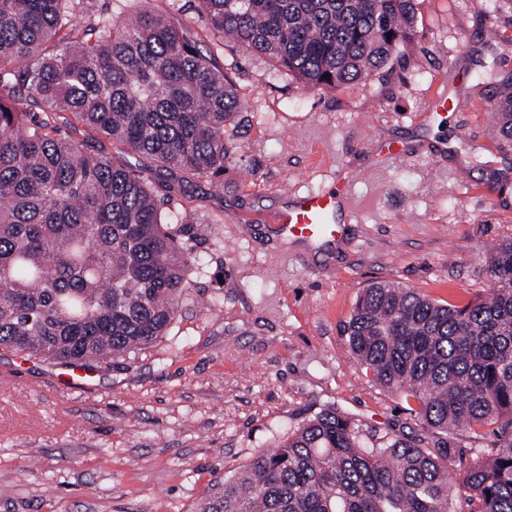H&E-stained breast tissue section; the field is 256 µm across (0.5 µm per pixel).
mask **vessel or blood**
I'll use <instances>...</instances> for the list:
<instances>
[{
  "label": "vessel or blood",
  "mask_w": 512,
  "mask_h": 512,
  "mask_svg": "<svg viewBox=\"0 0 512 512\" xmlns=\"http://www.w3.org/2000/svg\"><path fill=\"white\" fill-rule=\"evenodd\" d=\"M353 173L342 164L333 192H315L289 197L285 206L272 216L279 234L308 243L332 246L340 242L344 229L335 224L338 210L349 207Z\"/></svg>",
  "instance_id": "b4317fda"
}]
</instances>
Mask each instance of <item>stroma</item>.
Masks as SVG:
<instances>
[{"label": "stroma", "mask_w": 512, "mask_h": 512, "mask_svg": "<svg viewBox=\"0 0 512 512\" xmlns=\"http://www.w3.org/2000/svg\"><path fill=\"white\" fill-rule=\"evenodd\" d=\"M123 16L176 14L244 107L224 131L220 186H186L206 223L168 339L63 386L66 365L0 350V512H195L226 471L323 407L363 429L423 439L399 395L353 361L341 334L368 284L464 300L512 235V146L490 148L496 57L512 73V0H417L415 32L369 78L310 90L272 60L217 42L199 0H123ZM62 137L151 175L153 164L70 113ZM405 147L389 153L392 140ZM444 148L435 156L433 146ZM356 170L355 215L332 250L279 236L286 194Z\"/></svg>", "instance_id": "35a3bbf8"}]
</instances>
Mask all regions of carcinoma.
Masks as SVG:
<instances>
[{
	"label": "carcinoma",
	"mask_w": 512,
	"mask_h": 512,
	"mask_svg": "<svg viewBox=\"0 0 512 512\" xmlns=\"http://www.w3.org/2000/svg\"><path fill=\"white\" fill-rule=\"evenodd\" d=\"M210 31L310 89L386 67L415 0H200ZM496 107L512 143V75ZM41 104V113L27 109ZM243 102L179 19L120 23L112 0H0V350L103 364L167 335L189 283L194 213L169 187L59 136L55 114L152 159L182 181L224 172V127ZM489 287L465 302L394 282L362 290L343 327L354 361L446 436L488 429L456 469L433 448L369 443L333 406L253 454L196 512H512V237L488 255Z\"/></svg>",
	"instance_id": "1"
}]
</instances>
